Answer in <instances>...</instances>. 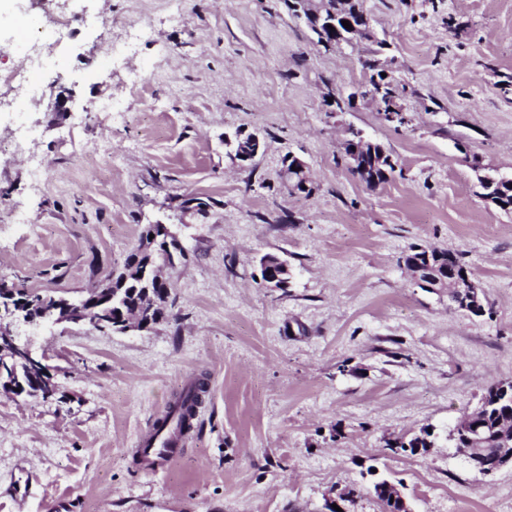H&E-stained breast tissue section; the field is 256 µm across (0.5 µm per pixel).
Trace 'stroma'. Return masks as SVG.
<instances>
[{
  "instance_id": "stroma-1",
  "label": "stroma",
  "mask_w": 512,
  "mask_h": 512,
  "mask_svg": "<svg viewBox=\"0 0 512 512\" xmlns=\"http://www.w3.org/2000/svg\"><path fill=\"white\" fill-rule=\"evenodd\" d=\"M70 7L97 22L51 47L61 67L34 68L23 100L0 84V284L82 296L145 224L183 254L153 329L19 328L58 392H0V512H382L381 479L412 512H512V467L479 474L448 438L512 379V212L479 184L512 177V0H363L366 36L330 48L286 0ZM56 8L0 10V70L28 65ZM125 21L147 36L116 57ZM383 78L405 124L361 95ZM57 94L69 111L46 110ZM353 129L392 154L377 186L348 165ZM239 131L263 143L243 167L224 145ZM288 153L311 194L283 185ZM419 245L459 254L484 315L414 284ZM267 254L287 287L263 284ZM198 382L181 458L146 472L139 438ZM424 428L428 451L396 448ZM290 161H294L293 166H295L297 171H299L300 173H303V182L300 185L302 191H299L300 187L298 186V183L301 181V176L299 175V173L291 171L290 168L288 167V180H286V178H285L287 168H284V170L282 172L283 177L287 183H291L293 185L292 186L291 184H289V187L292 190V192L306 194L312 187L311 180L308 175L307 164L301 158H299L291 153L288 155V159H287V156L285 155L283 162H282V168L284 167L285 162H286V166H288V162H290ZM294 186H298L299 190L297 189V187H294ZM308 194H310V193H307V195Z\"/></svg>"
}]
</instances>
